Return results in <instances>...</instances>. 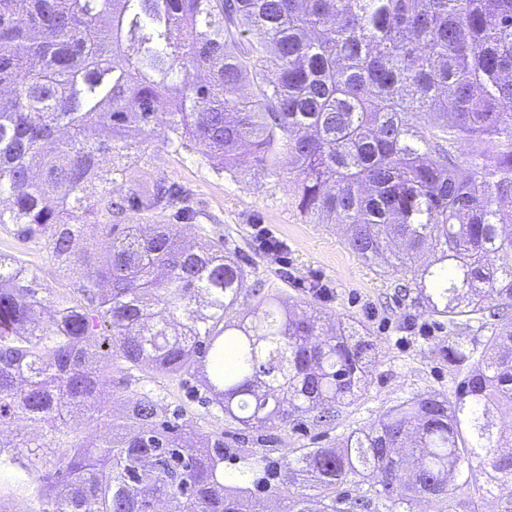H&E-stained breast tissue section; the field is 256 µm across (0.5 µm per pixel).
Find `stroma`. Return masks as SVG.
I'll list each match as a JSON object with an SVG mask.
<instances>
[{
  "label": "stroma",
  "instance_id": "35a3bbf8",
  "mask_svg": "<svg viewBox=\"0 0 512 512\" xmlns=\"http://www.w3.org/2000/svg\"><path fill=\"white\" fill-rule=\"evenodd\" d=\"M165 181L181 188L192 218L179 214L127 211L125 220L141 224H182L188 240L222 239L225 251L245 262L250 279L290 305L299 303L302 286L317 278L329 294L319 299L324 329L338 322L360 321L378 345L379 358L368 367L365 389L343 408L334 428L315 426L311 417L295 421L268 446L276 458L300 448H331L352 430L365 429L400 401L427 392H454L455 367L443 358L441 348L448 327L423 309L401 301L399 276L392 270L371 266L348 247L343 231L335 224H313L300 214L287 181L278 180L243 165L235 173L214 169L200 153L164 143L152 137L145 144L142 161L112 187L113 197L151 191ZM264 224L288 244L287 276L253 240V227ZM0 253L16 257L33 270L45 287L72 290L76 276L62 269L41 240L19 237L13 225L0 224Z\"/></svg>",
  "mask_w": 512,
  "mask_h": 512
}]
</instances>
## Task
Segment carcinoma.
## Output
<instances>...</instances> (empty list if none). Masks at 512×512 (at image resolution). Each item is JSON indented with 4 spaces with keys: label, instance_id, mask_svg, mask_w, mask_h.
<instances>
[{
    "label": "carcinoma",
    "instance_id": "cac0c4a2",
    "mask_svg": "<svg viewBox=\"0 0 512 512\" xmlns=\"http://www.w3.org/2000/svg\"><path fill=\"white\" fill-rule=\"evenodd\" d=\"M4 87L0 224L45 239L79 287L46 297L0 253V428L38 429L0 441V478L39 467L42 512H254V487L282 512H414L448 503L449 476L477 463L512 512V430L496 426L512 422V0H0ZM159 124L226 171L246 146L279 177L288 153L305 217L410 274L404 295L449 329L491 327L480 346H442L463 370L454 396L411 397L340 448L281 459L179 422L146 386L108 435L77 428L73 412L111 418L138 371L194 380L198 402L272 443L303 414L336 424L378 357L358 322L323 333L249 283L224 242L121 223L182 203L161 182L112 198ZM89 216L103 254L74 248ZM46 302L52 319L33 321Z\"/></svg>",
    "mask_w": 512,
    "mask_h": 512
}]
</instances>
